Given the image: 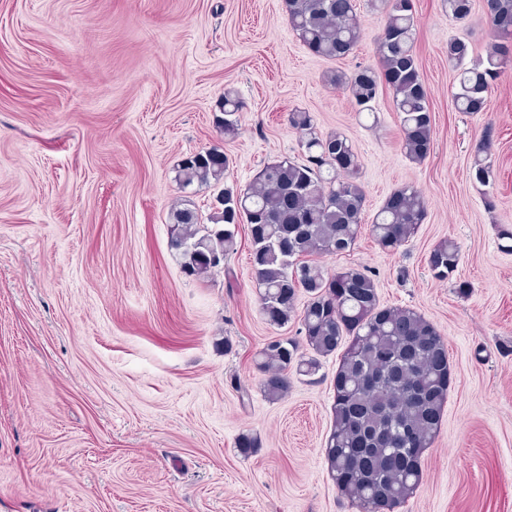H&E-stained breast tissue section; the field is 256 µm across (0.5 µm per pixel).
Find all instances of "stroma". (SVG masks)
Returning <instances> with one entry per match:
<instances>
[{
    "mask_svg": "<svg viewBox=\"0 0 512 512\" xmlns=\"http://www.w3.org/2000/svg\"><path fill=\"white\" fill-rule=\"evenodd\" d=\"M413 4L433 118L420 162L401 149L389 90L361 112L325 81L376 65L385 14L370 0H356L364 36L338 60L303 45L284 0H0V512H359L324 452L340 353L316 375L289 370L269 400L257 353L300 322L261 313L247 225L204 280L169 247L179 161L228 155L220 187L192 198L208 219L220 189L302 160L296 110L352 143L366 195L353 249L319 265L364 270L381 306L417 311L448 346L440 431L397 512H512V62L484 112L458 111L448 45L484 57L483 0L463 22L443 0ZM228 89L243 103L232 137L214 123ZM486 136L489 186L471 170ZM405 185L427 217L389 252L368 226ZM446 239L459 262L440 280L427 259ZM245 434L259 439L246 456Z\"/></svg>",
    "mask_w": 512,
    "mask_h": 512,
    "instance_id": "1",
    "label": "stroma"
}]
</instances>
